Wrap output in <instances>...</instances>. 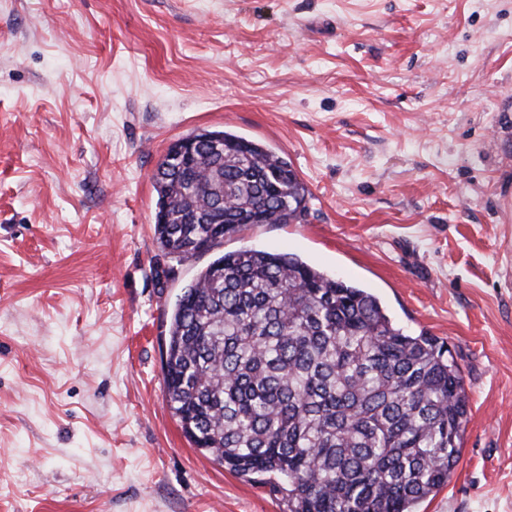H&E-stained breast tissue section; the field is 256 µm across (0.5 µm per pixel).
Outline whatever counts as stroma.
Listing matches in <instances>:
<instances>
[{"instance_id":"1","label":"stroma","mask_w":512,"mask_h":512,"mask_svg":"<svg viewBox=\"0 0 512 512\" xmlns=\"http://www.w3.org/2000/svg\"><path fill=\"white\" fill-rule=\"evenodd\" d=\"M229 130L309 190L222 250L300 256L445 341L460 461L418 512H512V0H0V512H288L193 448L152 174Z\"/></svg>"}]
</instances>
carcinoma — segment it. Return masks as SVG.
I'll list each match as a JSON object with an SVG mask.
<instances>
[{"mask_svg":"<svg viewBox=\"0 0 512 512\" xmlns=\"http://www.w3.org/2000/svg\"><path fill=\"white\" fill-rule=\"evenodd\" d=\"M194 137L195 157L168 152L153 175L164 253L221 246L209 220L221 177L223 236L305 219L308 189L285 158L228 130ZM162 371L189 442L276 478L288 512H417L461 456L468 396L450 351L294 254H216L171 309Z\"/></svg>","mask_w":512,"mask_h":512,"instance_id":"1","label":"carcinoma"}]
</instances>
